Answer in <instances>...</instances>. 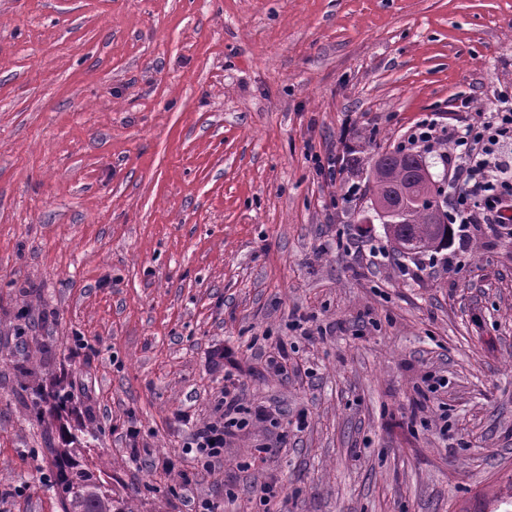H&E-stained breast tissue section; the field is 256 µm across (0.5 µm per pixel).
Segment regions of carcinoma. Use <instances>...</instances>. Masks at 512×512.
<instances>
[{"label":"carcinoma","instance_id":"obj_1","mask_svg":"<svg viewBox=\"0 0 512 512\" xmlns=\"http://www.w3.org/2000/svg\"><path fill=\"white\" fill-rule=\"evenodd\" d=\"M430 168L424 154L410 149H395L380 155L369 177L370 204L375 215L384 207L383 199L396 190L413 188L429 195L434 180L419 177ZM448 212L441 205L434 209H408L397 224L384 225L385 237L397 255L438 252L448 248ZM70 446L55 449V484L63 494L64 512H133L124 501L112 497L105 483L88 466L79 462L85 448L73 436Z\"/></svg>","mask_w":512,"mask_h":512}]
</instances>
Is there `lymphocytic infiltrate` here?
I'll use <instances>...</instances> for the list:
<instances>
[{"instance_id":"lymphocytic-infiltrate-1","label":"lymphocytic infiltrate","mask_w":512,"mask_h":512,"mask_svg":"<svg viewBox=\"0 0 512 512\" xmlns=\"http://www.w3.org/2000/svg\"><path fill=\"white\" fill-rule=\"evenodd\" d=\"M496 108L488 110L480 122L451 128L434 120H422L408 137L410 148L428 150L434 144L448 142L447 156L451 177L458 188L450 198L452 218L459 241H466L474 224H512V90L499 91ZM213 362L224 369L223 414L219 422L200 428L186 451L195 471L211 470L223 459L229 437L252 423L277 424L278 418L263 405L244 407L239 397V381L231 348H217Z\"/></svg>"}]
</instances>
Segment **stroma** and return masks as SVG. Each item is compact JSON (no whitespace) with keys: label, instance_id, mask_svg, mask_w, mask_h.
Instances as JSON below:
<instances>
[{"label":"stroma","instance_id":"obj_1","mask_svg":"<svg viewBox=\"0 0 512 512\" xmlns=\"http://www.w3.org/2000/svg\"><path fill=\"white\" fill-rule=\"evenodd\" d=\"M500 87L512 0H0V512H63L65 426L135 512H512V235L395 259L341 200ZM222 346L279 426L193 475Z\"/></svg>","mask_w":512,"mask_h":512}]
</instances>
